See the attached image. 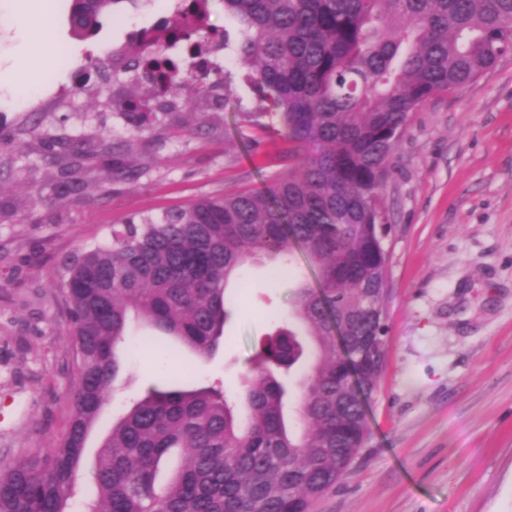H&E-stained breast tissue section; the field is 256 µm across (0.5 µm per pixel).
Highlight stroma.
Segmentation results:
<instances>
[{
  "label": "stroma",
  "mask_w": 512,
  "mask_h": 512,
  "mask_svg": "<svg viewBox=\"0 0 512 512\" xmlns=\"http://www.w3.org/2000/svg\"><path fill=\"white\" fill-rule=\"evenodd\" d=\"M180 2L140 0L83 39L68 21L71 0H46L40 36L50 50L38 75L46 89L37 97V135L26 132L28 112L8 105L16 89L0 88V199L13 212L0 223V461L48 447L66 429L64 395L74 376L58 275L65 257L131 214L270 184L280 141L242 122L255 96L235 66L226 69L233 104L199 99L188 88L174 104L151 102L144 130L126 126L118 101L146 97L149 84L113 70L104 53L139 27L175 20ZM63 134H109L129 144L139 177L118 182L96 172L85 203L36 204L48 173L33 151ZM22 148L29 158H19ZM382 201L390 227L386 362L368 401V443L318 512H512V54L411 113ZM313 278L302 257L273 289L264 266H248L224 342L209 361L133 324L132 338L146 344L122 357L125 395L103 408L88 436L70 512H83L125 398L187 370L197 383L240 390L292 288Z\"/></svg>",
  "instance_id": "obj_1"
}]
</instances>
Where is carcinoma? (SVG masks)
<instances>
[{
  "instance_id": "obj_1",
  "label": "carcinoma",
  "mask_w": 512,
  "mask_h": 512,
  "mask_svg": "<svg viewBox=\"0 0 512 512\" xmlns=\"http://www.w3.org/2000/svg\"><path fill=\"white\" fill-rule=\"evenodd\" d=\"M123 2L72 0V30L96 36ZM204 2H185L183 39L205 29ZM224 14L235 26L224 31V59L257 99L247 122L264 131L262 118L279 117L281 169L263 191L133 214L62 263L75 377L68 428L50 447L0 463V512H68L87 435L122 390L117 350L134 349L130 317L208 359L243 269L266 259L276 285L297 251L315 282L294 289L239 396L218 383L176 384L133 401L112 423L84 512H316L369 439L366 404L385 357L390 162L411 112L512 53V0H224ZM129 67L174 98L193 78L188 61L155 45ZM218 88L224 103L235 99L228 80L197 85ZM124 117L137 132L148 113L129 100ZM127 154L110 136L40 142L52 192L36 202H84L97 167L136 178ZM175 449L183 465L161 486Z\"/></svg>"
}]
</instances>
